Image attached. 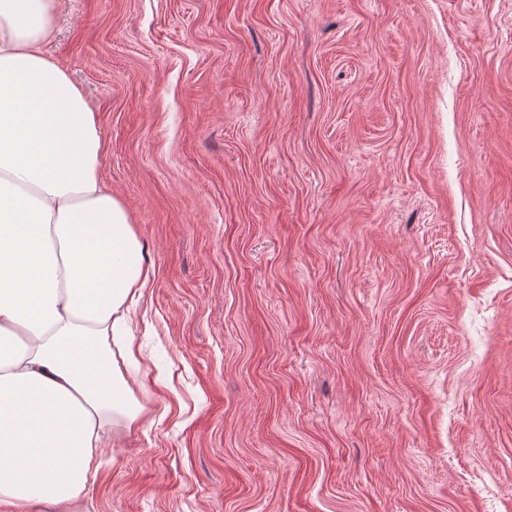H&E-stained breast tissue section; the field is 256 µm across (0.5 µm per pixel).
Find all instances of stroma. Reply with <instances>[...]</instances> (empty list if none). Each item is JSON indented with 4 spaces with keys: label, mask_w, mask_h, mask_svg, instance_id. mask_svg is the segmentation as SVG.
Here are the masks:
<instances>
[{
    "label": "stroma",
    "mask_w": 512,
    "mask_h": 512,
    "mask_svg": "<svg viewBox=\"0 0 512 512\" xmlns=\"http://www.w3.org/2000/svg\"><path fill=\"white\" fill-rule=\"evenodd\" d=\"M154 276L78 512H512V0H61Z\"/></svg>",
    "instance_id": "1"
}]
</instances>
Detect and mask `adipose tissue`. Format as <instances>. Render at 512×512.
Masks as SVG:
<instances>
[{
  "mask_svg": "<svg viewBox=\"0 0 512 512\" xmlns=\"http://www.w3.org/2000/svg\"><path fill=\"white\" fill-rule=\"evenodd\" d=\"M58 0H0V512L84 496L144 419L129 304L153 276L100 175L94 108L46 52Z\"/></svg>",
  "mask_w": 512,
  "mask_h": 512,
  "instance_id": "adipose-tissue-1",
  "label": "adipose tissue"
}]
</instances>
